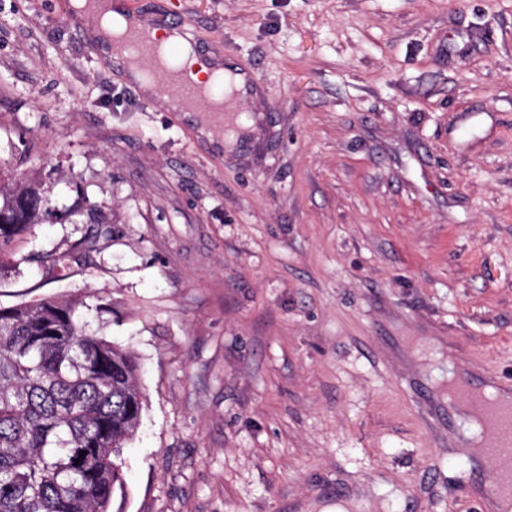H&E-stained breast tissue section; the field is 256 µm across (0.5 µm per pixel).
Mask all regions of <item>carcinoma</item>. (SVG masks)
I'll return each instance as SVG.
<instances>
[{
  "label": "carcinoma",
  "instance_id": "1",
  "mask_svg": "<svg viewBox=\"0 0 512 512\" xmlns=\"http://www.w3.org/2000/svg\"><path fill=\"white\" fill-rule=\"evenodd\" d=\"M41 183L0 184V270L49 213ZM75 299L0 307V512H112L144 409L135 354L87 330Z\"/></svg>",
  "mask_w": 512,
  "mask_h": 512
}]
</instances>
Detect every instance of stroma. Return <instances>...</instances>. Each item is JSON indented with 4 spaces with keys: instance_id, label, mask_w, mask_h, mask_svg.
I'll use <instances>...</instances> for the list:
<instances>
[{
    "instance_id": "1",
    "label": "stroma",
    "mask_w": 512,
    "mask_h": 512,
    "mask_svg": "<svg viewBox=\"0 0 512 512\" xmlns=\"http://www.w3.org/2000/svg\"><path fill=\"white\" fill-rule=\"evenodd\" d=\"M126 4L257 92L199 137L68 0H0V180L52 209L0 305L80 297L136 354L115 512H476L482 463L423 415L449 358L512 384V0ZM100 53L127 81L138 85L145 95L156 94L155 81L145 79L142 69L131 59L128 52L120 51L112 43H104L100 47Z\"/></svg>"
}]
</instances>
